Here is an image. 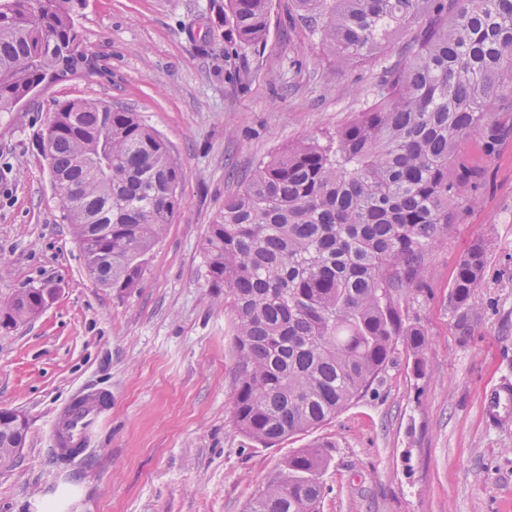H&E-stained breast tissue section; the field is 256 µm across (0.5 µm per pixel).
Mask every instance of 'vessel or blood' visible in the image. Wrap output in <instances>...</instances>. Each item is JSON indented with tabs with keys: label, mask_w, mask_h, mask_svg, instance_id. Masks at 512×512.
I'll return each instance as SVG.
<instances>
[{
	"label": "vessel or blood",
	"mask_w": 512,
	"mask_h": 512,
	"mask_svg": "<svg viewBox=\"0 0 512 512\" xmlns=\"http://www.w3.org/2000/svg\"><path fill=\"white\" fill-rule=\"evenodd\" d=\"M111 404L112 393L108 390L88 393L73 401L51 425L53 445L83 453L106 422ZM483 408L499 424L512 423V389L504 384L490 389Z\"/></svg>",
	"instance_id": "1"
}]
</instances>
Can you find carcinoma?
I'll return each instance as SVG.
<instances>
[{"label":"carcinoma","mask_w":512,"mask_h":512,"mask_svg":"<svg viewBox=\"0 0 512 512\" xmlns=\"http://www.w3.org/2000/svg\"><path fill=\"white\" fill-rule=\"evenodd\" d=\"M86 0H0V112L46 82L105 72L77 17ZM297 19L339 65L371 61L387 36L414 33L383 68L372 106L323 144L298 142L224 198L205 238L209 278L224 289L236 348L233 415L272 447L336 417L387 367L398 340L428 346L403 310L425 260L448 237L468 171L470 136L493 148L494 102L512 96V0H295ZM271 0H226L232 55L266 45ZM61 219L87 234L85 268L104 288H133L144 256L177 211L180 169L160 137L122 107L73 99L47 126ZM486 244L456 267L460 322L480 286ZM51 291L0 301V328L38 314ZM326 457L288 456L248 512H316Z\"/></svg>","instance_id":"1"}]
</instances>
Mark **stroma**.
<instances>
[{"mask_svg":"<svg viewBox=\"0 0 512 512\" xmlns=\"http://www.w3.org/2000/svg\"><path fill=\"white\" fill-rule=\"evenodd\" d=\"M272 0L265 47L225 56L212 0H86L78 25L110 76L83 72L0 112V299L51 288L31 320L0 329V410L27 435L0 471V512H246L290 454L326 444L319 512H512V426L483 414L485 391L512 382V100L499 102L494 151L465 141L472 171L448 238L428 255L407 306L428 334L424 368L398 344L371 388L313 431L266 448L233 418L236 352L205 235L257 165L300 141L325 142L374 102L384 53L340 66ZM120 105L168 143L180 205L145 257L138 286L104 288L60 219L42 140L55 105ZM486 240L466 323L449 305L455 269ZM108 387L112 409L90 448L59 457L49 424L80 388Z\"/></svg>","mask_w":512,"mask_h":512,"instance_id":"1","label":"stroma"}]
</instances>
